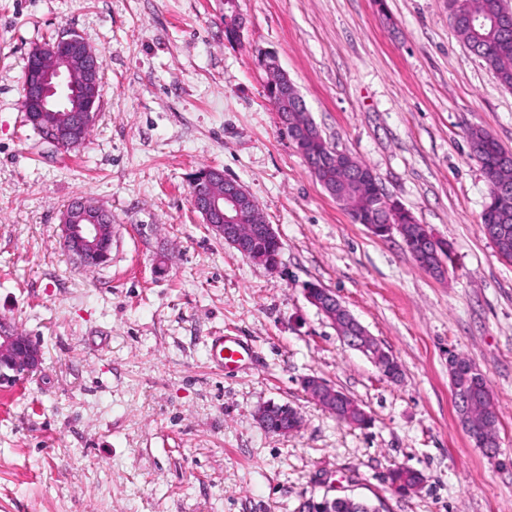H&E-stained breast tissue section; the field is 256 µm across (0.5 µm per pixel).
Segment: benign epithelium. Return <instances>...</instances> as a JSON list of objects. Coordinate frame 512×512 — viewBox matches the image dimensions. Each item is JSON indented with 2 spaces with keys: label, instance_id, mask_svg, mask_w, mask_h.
Here are the masks:
<instances>
[{
  "label": "benign epithelium",
  "instance_id": "1",
  "mask_svg": "<svg viewBox=\"0 0 512 512\" xmlns=\"http://www.w3.org/2000/svg\"><path fill=\"white\" fill-rule=\"evenodd\" d=\"M262 63L270 74L276 103L288 108V95L294 83L280 68L275 55L265 54ZM101 88L96 54L79 35L70 33L31 51L24 76L22 107L30 121L41 128L45 140L61 149H69L83 142L85 130L95 120ZM296 144L315 175L326 166L336 164L347 171L350 180L361 190L374 179L373 172L354 169L345 152H330L325 155V162L318 164L308 153L303 138H298ZM190 191L195 211L215 236L269 272L279 270L280 258L271 259L261 251H246L239 225L248 213L256 219L255 234L278 238L247 188L226 177L224 171L210 167L195 174ZM497 216L495 208H485L483 224L487 225L486 235L492 243L499 232ZM60 230L67 251L83 266L96 269L111 262L112 216L103 207L85 200L69 203L61 213ZM424 239L431 245L430 252L426 253L428 257L438 259L451 251L447 242L428 231ZM305 296L331 322L343 341L368 356L382 376L394 380L401 376L393 354L371 336L334 292L318 284H309ZM42 360L41 345L31 337L12 328H0L1 387L13 386L33 375L40 369ZM304 386L307 394L320 405L334 407L338 403L339 392L324 379L308 377Z\"/></svg>",
  "mask_w": 512,
  "mask_h": 512
}]
</instances>
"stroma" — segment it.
Masks as SVG:
<instances>
[{"label": "stroma", "instance_id": "obj_1", "mask_svg": "<svg viewBox=\"0 0 512 512\" xmlns=\"http://www.w3.org/2000/svg\"><path fill=\"white\" fill-rule=\"evenodd\" d=\"M0 0V319L41 343L40 370L0 388V512H298L335 483L382 512H512V264L484 237L488 187L466 131L512 151V90L455 32L448 0ZM74 33L102 58L85 142L45 141L21 107L30 51ZM274 53L322 135L454 259L418 268L313 176L265 94ZM242 183L282 243L269 273L215 237L190 181ZM78 197L112 215V260L80 266L59 238ZM335 292L396 358L381 377L306 299ZM248 341L210 358L212 337ZM486 374L501 448L463 429L449 352ZM325 379L371 415L338 422ZM267 402L298 409L286 435ZM421 471L400 496L388 472ZM247 342L237 336H214L210 346V356L221 366H228L242 360L244 354L250 353ZM304 386L307 394L320 405L326 407H336L338 403V392L335 387L327 383L320 377L311 376L305 379Z\"/></svg>", "mask_w": 512, "mask_h": 512}]
</instances>
